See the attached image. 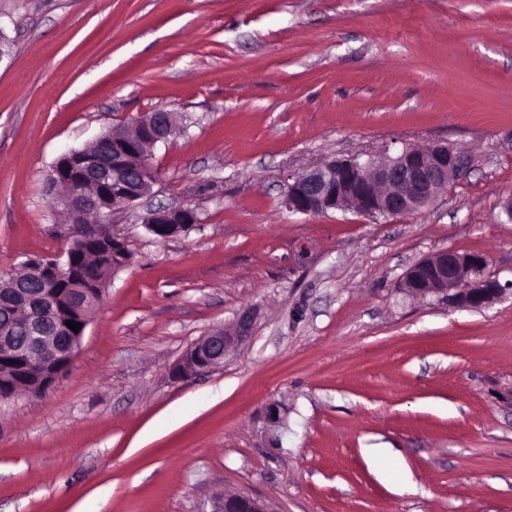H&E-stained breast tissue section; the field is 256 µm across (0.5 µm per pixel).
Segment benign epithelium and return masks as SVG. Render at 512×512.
<instances>
[{
  "instance_id": "7a95c632",
  "label": "benign epithelium",
  "mask_w": 512,
  "mask_h": 512,
  "mask_svg": "<svg viewBox=\"0 0 512 512\" xmlns=\"http://www.w3.org/2000/svg\"><path fill=\"white\" fill-rule=\"evenodd\" d=\"M180 131L171 110L158 109L115 126L82 148L61 155L53 166L50 184L60 189L58 202L76 219L93 216L90 229L102 227L112 244L110 274L128 264L127 243L112 229V219L150 194L157 172L152 149ZM468 161L446 144L428 148L405 147L394 155L337 158L315 165L288 179L283 205L305 215L351 210L368 218L397 217L433 201L460 175ZM198 223L189 206L151 210L143 218L147 231L167 240ZM486 258L478 253L444 250L411 266L402 288L414 296L437 294L462 308H480L503 291L484 275ZM68 250L29 257L0 274V296L11 299V318L0 327V401L47 393L68 371L81 346L91 310L101 302L109 277L86 287V279L70 274ZM36 278L47 284L38 294L44 317L34 314L33 295L23 289ZM77 302L72 331L61 309ZM251 322L241 316L232 329H219L202 338L175 368L178 376L210 371L224 363L229 350L249 335ZM213 512H267L257 499L226 494Z\"/></svg>"
}]
</instances>
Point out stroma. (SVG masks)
Returning <instances> with one entry per match:
<instances>
[{
    "label": "stroma",
    "mask_w": 512,
    "mask_h": 512,
    "mask_svg": "<svg viewBox=\"0 0 512 512\" xmlns=\"http://www.w3.org/2000/svg\"><path fill=\"white\" fill-rule=\"evenodd\" d=\"M133 253L45 395L0 401V512H512V0H0V272L57 251L64 152L159 108ZM444 143L465 172L372 220L290 175ZM188 206L160 241L142 218ZM478 252L503 292L402 288ZM250 313L211 371L175 366ZM211 512H268L257 499L239 494H224Z\"/></svg>",
    "instance_id": "1"
}]
</instances>
